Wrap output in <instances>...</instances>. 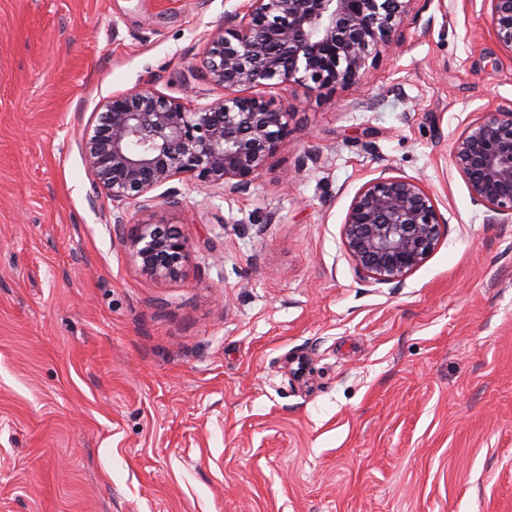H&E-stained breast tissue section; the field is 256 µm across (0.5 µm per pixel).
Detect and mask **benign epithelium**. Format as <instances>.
I'll return each instance as SVG.
<instances>
[{"instance_id": "1", "label": "benign epithelium", "mask_w": 512, "mask_h": 512, "mask_svg": "<svg viewBox=\"0 0 512 512\" xmlns=\"http://www.w3.org/2000/svg\"><path fill=\"white\" fill-rule=\"evenodd\" d=\"M416 0H243L211 34L198 69L224 96L195 106L151 89L112 95L79 148L94 191L116 206L162 200L179 206L174 180L207 194L239 197L291 135L289 114L264 89L303 83L321 93L359 84L399 43ZM495 43L512 54V0H486ZM451 163L474 202L512 216V110L485 112L455 138ZM166 190L157 196L149 193ZM433 194L418 180L378 177L354 194L343 244L358 271L377 284L400 283L443 236ZM126 244L141 270L178 276L188 243L160 218L131 227Z\"/></svg>"}]
</instances>
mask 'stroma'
Returning a JSON list of instances; mask_svg holds the SVG:
<instances>
[{
	"label": "stroma",
	"instance_id": "stroma-1",
	"mask_svg": "<svg viewBox=\"0 0 512 512\" xmlns=\"http://www.w3.org/2000/svg\"><path fill=\"white\" fill-rule=\"evenodd\" d=\"M238 0H0V512H512V222L450 161L512 110L486 0H416L360 85L269 90L291 136L249 193L178 185L180 275L141 272L78 141L151 88L205 104ZM446 223L401 284L343 246L367 181Z\"/></svg>",
	"mask_w": 512,
	"mask_h": 512
}]
</instances>
